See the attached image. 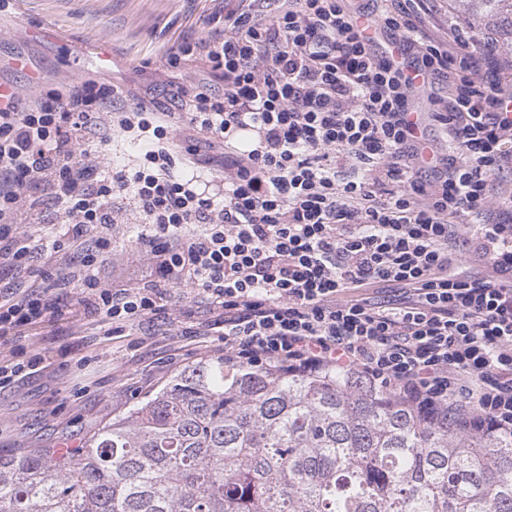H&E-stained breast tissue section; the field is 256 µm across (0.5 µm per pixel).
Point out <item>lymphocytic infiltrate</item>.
I'll list each match as a JSON object with an SVG mask.
<instances>
[{
	"label": "lymphocytic infiltrate",
	"instance_id": "1",
	"mask_svg": "<svg viewBox=\"0 0 512 512\" xmlns=\"http://www.w3.org/2000/svg\"><path fill=\"white\" fill-rule=\"evenodd\" d=\"M247 2L222 39L170 53L212 81L177 87L169 106L88 78L0 109V260L26 262L21 201L43 179L113 332L187 280L222 312L226 367L356 374L463 429L512 434V194L499 188L512 183V78L463 34L419 24L428 0L381 13L398 58L344 0H277L269 20ZM106 106L142 148L133 167L75 154ZM205 144L222 151L219 196L191 172ZM119 198L149 227L139 240L157 279L112 291L94 269ZM462 246L489 275L454 273ZM382 283L401 289L378 302ZM55 313L44 295L4 294L0 342Z\"/></svg>",
	"mask_w": 512,
	"mask_h": 512
}]
</instances>
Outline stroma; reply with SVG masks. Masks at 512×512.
<instances>
[{
	"mask_svg": "<svg viewBox=\"0 0 512 512\" xmlns=\"http://www.w3.org/2000/svg\"><path fill=\"white\" fill-rule=\"evenodd\" d=\"M240 0H6L0 8V83L31 103L58 84L80 78L108 81L125 91L167 103L170 83L202 82L200 64L170 69L166 55L183 40L222 34L224 17ZM106 44L108 59L88 63L80 47ZM23 67H13V60ZM38 82H31V74ZM35 207L24 227L29 267L0 266V286L48 292L58 313L26 328L0 347V366L36 360L33 374L0 388V453L26 454L69 444L79 453L112 416L195 362L222 356L224 342L210 335L218 311L191 282L168 285L159 310L122 332L88 313L74 277L72 227L44 181L27 193ZM140 218L123 206L107 231L112 250L96 273L102 287L134 288L155 275L137 238ZM196 336L185 335L188 327Z\"/></svg>",
	"mask_w": 512,
	"mask_h": 512,
	"instance_id": "1",
	"label": "stroma"
}]
</instances>
